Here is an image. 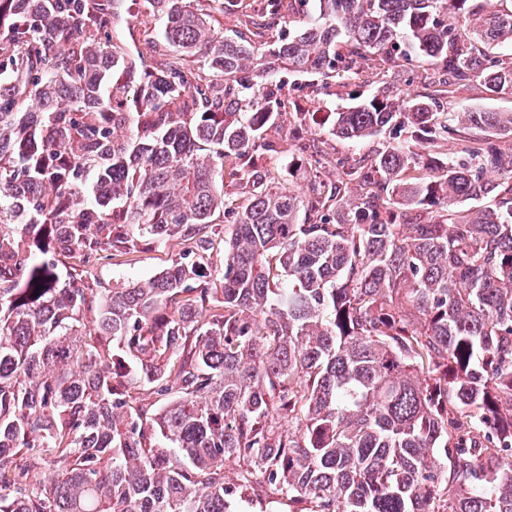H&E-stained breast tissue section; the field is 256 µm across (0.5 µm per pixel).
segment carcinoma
I'll list each match as a JSON object with an SVG mask.
<instances>
[{
	"mask_svg": "<svg viewBox=\"0 0 512 512\" xmlns=\"http://www.w3.org/2000/svg\"><path fill=\"white\" fill-rule=\"evenodd\" d=\"M142 2L132 48L137 0H0V512H512V112L452 107L512 93V6L222 0L217 39ZM420 64L432 91L323 120L402 142L335 157L303 108L280 186L296 79ZM173 240L149 278L91 276ZM144 8H140L139 14L126 16L118 26V35L120 38L132 43V38L141 45L147 39L155 38L158 34L160 23L157 20L147 21ZM474 109L512 112V94L493 93L476 84L460 89L455 98V110L462 112ZM294 121V114H288L284 118L283 130L279 134L275 133L274 131L271 132V135L274 136L278 142V153H274L272 156H270L269 168L272 171H278L279 179L282 184L286 185L287 187L290 186L295 190L302 191V189H305V182L302 179L300 180L296 177H289L288 181V172L285 168V163L288 157H291L294 154V142L288 136V128L292 129L294 127Z\"/></svg>",
	"mask_w": 512,
	"mask_h": 512,
	"instance_id": "carcinoma-1",
	"label": "carcinoma"
}]
</instances>
